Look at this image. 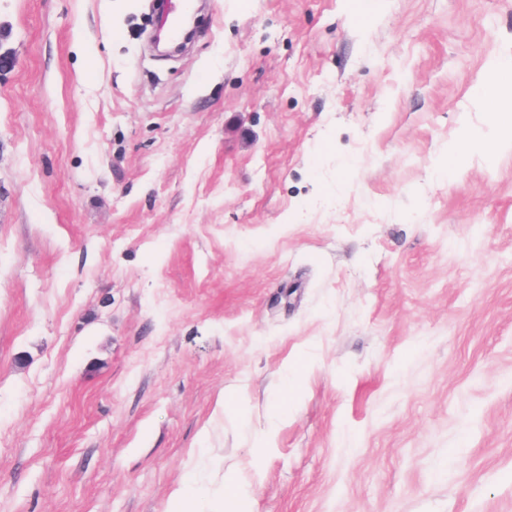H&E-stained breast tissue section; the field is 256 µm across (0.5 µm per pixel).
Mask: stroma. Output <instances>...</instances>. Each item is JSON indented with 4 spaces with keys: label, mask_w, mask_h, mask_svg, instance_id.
<instances>
[{
    "label": "stroma",
    "mask_w": 512,
    "mask_h": 512,
    "mask_svg": "<svg viewBox=\"0 0 512 512\" xmlns=\"http://www.w3.org/2000/svg\"><path fill=\"white\" fill-rule=\"evenodd\" d=\"M360 3L0 0V512H512V0ZM195 0H169L164 17L165 30L172 41L181 39L180 22L182 17L192 10ZM478 91L490 103L491 112L499 124L512 127V66L508 61L499 62L491 67L480 79ZM507 106L509 112L503 107ZM304 368V364L302 362H295L293 368H287L283 377V386L281 389L280 398L274 408L273 412V422L272 425L275 426V421L283 418L288 411V400H290L294 393V381L296 374L301 372ZM208 491L194 474H190L180 487L173 511L175 512H252L240 477L234 471L224 473V489L216 509L206 507Z\"/></svg>",
    "instance_id": "obj_1"
}]
</instances>
